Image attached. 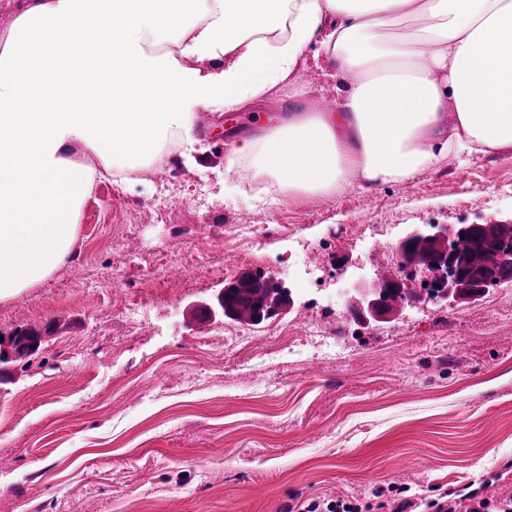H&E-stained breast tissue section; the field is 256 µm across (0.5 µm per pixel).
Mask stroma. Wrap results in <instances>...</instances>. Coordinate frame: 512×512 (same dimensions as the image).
Wrapping results in <instances>:
<instances>
[{"instance_id":"obj_1","label":"stroma","mask_w":512,"mask_h":512,"mask_svg":"<svg viewBox=\"0 0 512 512\" xmlns=\"http://www.w3.org/2000/svg\"><path fill=\"white\" fill-rule=\"evenodd\" d=\"M295 87L259 111L336 106L314 62ZM255 114L196 112L192 152L103 182L68 261L0 302V334L58 324L0 380V512H283L391 485L418 501L437 486L512 488V281L366 327L349 312L355 289L397 269L407 228L512 221V147L412 180L262 197L250 161L224 171ZM240 224L258 236L237 237ZM244 268L278 273L292 303L258 324L218 313L198 325ZM243 329L248 347H223ZM287 334L290 351L269 362Z\"/></svg>"}]
</instances>
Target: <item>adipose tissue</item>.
<instances>
[{
    "label": "adipose tissue",
    "mask_w": 512,
    "mask_h": 512,
    "mask_svg": "<svg viewBox=\"0 0 512 512\" xmlns=\"http://www.w3.org/2000/svg\"><path fill=\"white\" fill-rule=\"evenodd\" d=\"M316 39L355 82L238 140L226 170L337 192L512 145V0H23L0 33V301L70 258L92 182L74 154L131 171L165 135L193 149L198 110L295 83Z\"/></svg>",
    "instance_id": "ef3b65f1"
}]
</instances>
